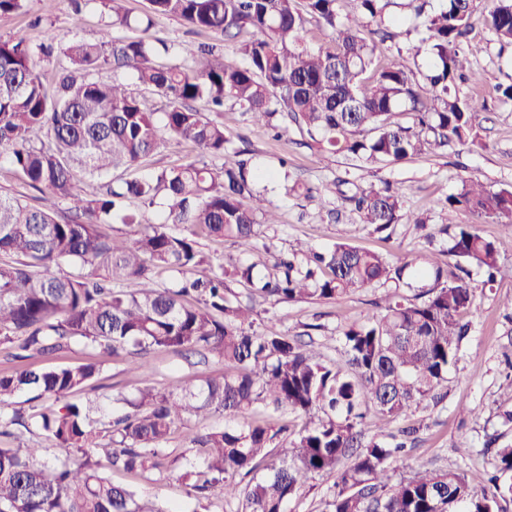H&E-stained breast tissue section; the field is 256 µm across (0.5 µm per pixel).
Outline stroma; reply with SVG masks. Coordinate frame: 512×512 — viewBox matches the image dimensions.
Here are the masks:
<instances>
[{
    "label": "stroma",
    "instance_id": "35a3bbf8",
    "mask_svg": "<svg viewBox=\"0 0 512 512\" xmlns=\"http://www.w3.org/2000/svg\"><path fill=\"white\" fill-rule=\"evenodd\" d=\"M490 0H473L471 43L480 47L471 66L482 75L479 84H463L459 94L464 98L484 101L485 109L475 113L473 134L476 145L459 146L442 155L424 154L401 163L378 162L356 166L343 155L321 153L317 147L300 145L299 131H291L289 139H274L261 125L243 120L233 107L215 115L223 123L233 148L247 149L253 169L280 172L287 170L288 180H298L317 188L318 196L307 199L289 192L285 181L257 180L266 198L276 209L279 221L262 225L264 241L275 250L292 251L305 242L318 249L344 241L353 245L390 254L416 264L423 263L430 250H444L450 244L449 228L470 223L468 213L448 208L445 198L455 193L462 180L476 179L493 188L512 187V102H503L497 87L512 82V48H501L495 36L483 23ZM108 21V10L102 0H90L84 9L80 29H73L67 0H25L23 12L0 15V39H8L25 30L31 45L40 44L46 31L60 35L76 33L78 38L94 41ZM198 152L186 144L171 143L147 158L138 168L113 170V183L154 173L164 168L197 159ZM342 180L360 186L379 185L390 181L402 187L405 212L423 217L437 236L426 243L415 224L402 222L390 230L389 238L373 233L361 224L357 215L343 211L341 200L333 192L334 183ZM201 248L214 262L236 259L256 264L267 272L272 260L263 247L244 249L224 240L198 235ZM469 282L473 288V306L465 319L469 334L463 341L457 360L448 371L447 396L440 403H423L412 415L422 428L413 448L395 457L391 467L396 475L411 469L428 468L462 471L471 486L488 487L494 471V457L487 449L489 438L498 445L512 444V370L504 363L512 353V308L506 304L512 297V279L487 285L478 269H471ZM386 291L374 285L330 302H298L266 305L260 314V330L269 334L295 337L311 334L326 360L342 361L339 334L349 322L371 315L374 302ZM154 372L152 385L165 387L183 379H201L222 373L223 365L201 363L189 353L164 351L150 357ZM102 372L94 389L78 392V400H97L103 414L120 413L116 393L133 395L139 381L127 371L125 361L105 357ZM173 464L158 473H129L110 470L114 483L132 489L145 501L176 504L182 512H230L222 495L198 502L178 478L180 471L200 468L201 462L186 448L185 431L177 430L167 444ZM335 475H320L310 480L298 499L288 505V512H329L328 503L335 491Z\"/></svg>",
    "mask_w": 512,
    "mask_h": 512
}]
</instances>
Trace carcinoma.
Returning a JSON list of instances; mask_svg holds the SVG:
<instances>
[{
	"mask_svg": "<svg viewBox=\"0 0 512 512\" xmlns=\"http://www.w3.org/2000/svg\"><path fill=\"white\" fill-rule=\"evenodd\" d=\"M104 2L112 21L95 42L58 41L49 33L33 47L21 32L0 40V150L40 194L33 207L0 193V345H14L20 359H48L74 343L103 356L125 353L129 372L146 385L131 399L117 394L129 410L105 421L90 402L69 400L98 376L95 362L1 372L0 435L26 426L8 408L16 394L32 393L50 401L35 424L62 456L48 459L38 445L0 448V512H174L140 502L107 471L160 468L175 430L212 412L237 424L189 435L188 448L204 469L180 478L198 499L218 491L237 503L236 512H288L312 476L335 472L331 512H503L499 500L512 496V445L496 449L489 489L472 487L454 470L419 469L397 481L391 475L394 453L416 433L403 422L437 395L467 336L463 315L471 310L472 289L465 278L448 277L437 259H429L421 274L433 285L411 298L386 292L380 314L343 327L344 360L332 363L311 341L257 331L254 307L237 299L229 283L276 303L331 301L390 281L410 288L409 264L337 242L276 255L273 272L263 277L252 265H214L197 232L250 246L260 223H278L242 158L220 169L196 160L118 186L109 181L92 193L82 187L139 164L169 141L190 143L203 157L229 153L223 124L195 109L197 100L217 108L229 102L277 137L292 126L320 151L366 165L464 145L478 107L457 95V83L478 80L467 69L473 48L463 47L472 0H441L428 14V0L402 4L426 15L422 52L429 61L423 70L400 61L378 65L380 44L400 22L388 12L393 0H360L362 15L350 24L341 21L338 0H148L139 17L123 0ZM306 13L332 30L331 45L306 46ZM157 17L214 32L236 43L235 51L185 45L179 60L165 62L161 57L172 48L149 35ZM484 23L501 45L512 46V0H494ZM114 26L132 34L114 37ZM55 53L68 65L56 72L50 91L39 66ZM107 67L165 99V109H153L119 78L100 79ZM397 110L409 114L407 124L389 121ZM346 200L376 233L405 217L402 192L388 182L358 187ZM447 202L474 220L451 234L448 255L456 267L474 264L489 283L512 278V264H504L476 229L512 224V190L467 179ZM156 206L158 222L142 224L144 210ZM117 223L136 230L130 237L99 230ZM169 224L186 231L170 232ZM63 265L80 272L56 273ZM204 265L210 274L195 276ZM87 267L101 276L82 273ZM155 268L174 271L180 280L158 288ZM170 350L210 355L233 371L158 389L147 383L145 356ZM369 403L399 424L397 433H366ZM260 404L303 419L288 445L270 449L288 426L252 419ZM104 429L110 442L101 447ZM261 468L266 473L258 474ZM247 476L246 484L238 481Z\"/></svg>",
	"mask_w": 512,
	"mask_h": 512,
	"instance_id": "cac0c4a2",
	"label": "carcinoma"
}]
</instances>
